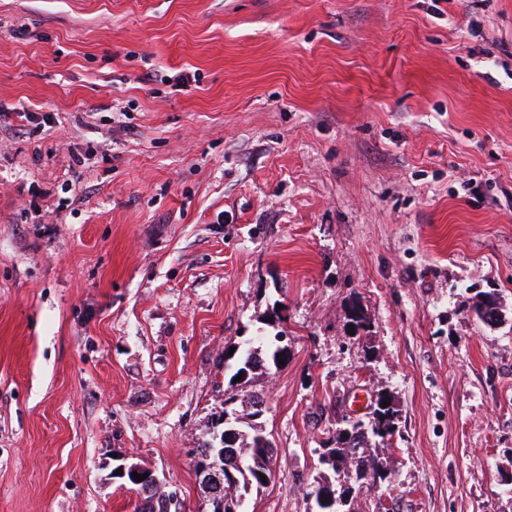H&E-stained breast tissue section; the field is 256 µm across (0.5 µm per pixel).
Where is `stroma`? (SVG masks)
Wrapping results in <instances>:
<instances>
[{
	"instance_id": "35a3bbf8",
	"label": "stroma",
	"mask_w": 512,
	"mask_h": 512,
	"mask_svg": "<svg viewBox=\"0 0 512 512\" xmlns=\"http://www.w3.org/2000/svg\"><path fill=\"white\" fill-rule=\"evenodd\" d=\"M278 333L245 512H316L381 389L359 512H512V0H0V512H135L119 455L207 512L224 354ZM390 398V405L383 408L384 399ZM373 404V405H372ZM371 404L372 411L368 413V418H361L355 421L358 416L353 413L343 414L345 418L340 417L336 420V428L332 435L327 439L329 445L320 453L319 459L322 465H326L331 471L333 477L323 476L321 481L317 482L311 494L314 495L319 512H357L355 508V498L352 492L356 488L362 489L364 484L370 481L372 485L388 484L391 470L387 460L374 455L368 451L371 443L378 444L389 443L393 440L394 433L401 436L400 412L394 398L391 394L380 392L375 395ZM385 431V434H381ZM363 448L361 455L349 463L347 471H344L341 478V470L336 466V455L342 454L346 449ZM364 448H367L364 452ZM389 471V473L387 472ZM323 492H329L336 500V505L331 507L322 506L319 497Z\"/></svg>"
}]
</instances>
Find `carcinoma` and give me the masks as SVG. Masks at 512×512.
<instances>
[{"instance_id":"cac0c4a2","label":"carcinoma","mask_w":512,"mask_h":512,"mask_svg":"<svg viewBox=\"0 0 512 512\" xmlns=\"http://www.w3.org/2000/svg\"><path fill=\"white\" fill-rule=\"evenodd\" d=\"M500 308L498 297L493 292H480L475 295L471 311L476 317L488 326L494 322L485 319L482 312L489 304ZM348 322L354 325L355 331H369L370 318L362 302L356 298L351 299L346 306ZM260 349L245 343L236 348L233 362L224 365V369L232 371L229 381L236 377L246 378L252 370L262 366L259 357ZM245 402L252 408V412L245 414L247 421L234 426L236 430V454L224 456V468L231 474L224 475V489H234L235 494L224 497V512H243V497L249 489H258L264 486L262 477L270 475L268 465L273 447L263 448L261 442V429L252 418L260 414L257 407L263 405L261 395L254 392L244 394ZM388 395L380 392L375 395L372 411L368 417L351 422L340 417L336 420V428L328 438V446L320 453V463L327 466L332 476H325L317 482L312 490L314 498L322 493L333 495L336 505L319 506V512H357L355 498L352 492L364 487L370 482L374 485L386 484L389 479L388 462L368 452L371 443H389L394 435L401 434L400 409L395 401L384 408L382 402ZM350 448H363L365 452L351 461L347 471L343 472L336 466V455Z\"/></svg>"}]
</instances>
